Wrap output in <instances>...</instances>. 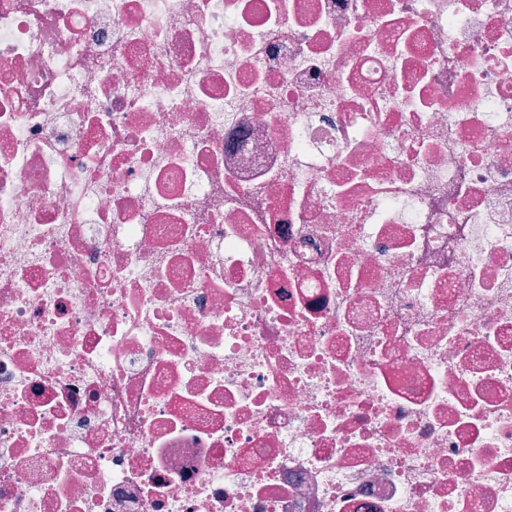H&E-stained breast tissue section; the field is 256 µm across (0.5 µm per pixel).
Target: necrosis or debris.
<instances>
[{"label": "necrosis or debris", "mask_w": 512, "mask_h": 512, "mask_svg": "<svg viewBox=\"0 0 512 512\" xmlns=\"http://www.w3.org/2000/svg\"><path fill=\"white\" fill-rule=\"evenodd\" d=\"M0 512H512V0H0Z\"/></svg>", "instance_id": "4bbe7bcc"}]
</instances>
